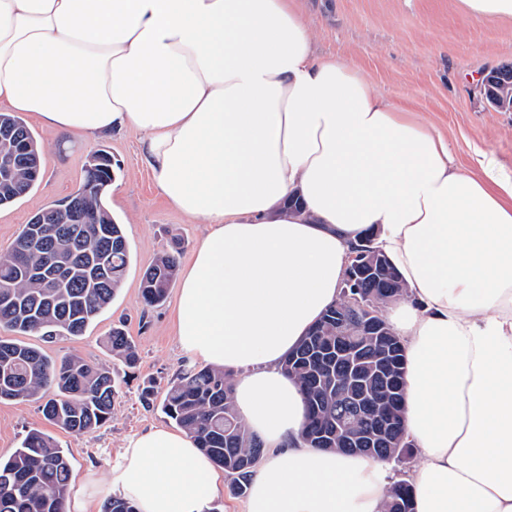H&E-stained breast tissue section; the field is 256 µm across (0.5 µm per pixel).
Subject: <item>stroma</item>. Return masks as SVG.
<instances>
[{"instance_id": "35a3bbf8", "label": "stroma", "mask_w": 512, "mask_h": 512, "mask_svg": "<svg viewBox=\"0 0 512 512\" xmlns=\"http://www.w3.org/2000/svg\"><path fill=\"white\" fill-rule=\"evenodd\" d=\"M318 55L333 56L355 67L374 91L414 112L448 140L457 164L473 167L475 150L491 154L512 170V111L493 109L483 78L494 67L512 64V20L481 22L462 13L457 0H300ZM31 129L42 147V177L12 205L0 208V252L9 250L22 224L40 209L64 201L80 185L90 151L112 155L113 191L107 204L122 223L130 264L121 289L83 335L46 342L25 337L58 361L78 355L114 366L106 343L113 325L123 324L139 361L120 383L110 421L89 434L66 432L46 420L39 402H0V455L20 446L28 432L41 431L64 448L71 461V485L95 477L93 491L109 483L125 441L152 426H170L159 407L141 399L144 386L164 391L194 358L178 346L172 309L178 286L167 300L146 306L140 292L144 270L162 253L186 267L204 226L164 202L141 152L139 132L124 129L85 141L73 136L61 147L56 133L39 124Z\"/></svg>"}]
</instances>
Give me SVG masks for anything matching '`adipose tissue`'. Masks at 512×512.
Masks as SVG:
<instances>
[{"label":"adipose tissue","mask_w":512,"mask_h":512,"mask_svg":"<svg viewBox=\"0 0 512 512\" xmlns=\"http://www.w3.org/2000/svg\"><path fill=\"white\" fill-rule=\"evenodd\" d=\"M90 139L142 133L165 200L206 232L174 306L180 349L233 376L268 453L244 512H383L391 477L309 447L283 368L367 231L408 293L414 512H512V172L317 56L297 0H0V112ZM304 207L285 210L292 195ZM136 512H211L224 475L187 432L130 437L107 487Z\"/></svg>","instance_id":"1"}]
</instances>
